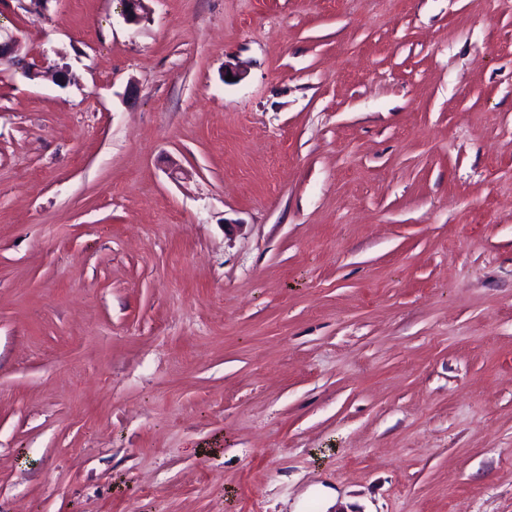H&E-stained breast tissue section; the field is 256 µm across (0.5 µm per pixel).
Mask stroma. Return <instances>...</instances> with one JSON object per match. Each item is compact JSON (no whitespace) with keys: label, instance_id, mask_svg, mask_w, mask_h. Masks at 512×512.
<instances>
[{"label":"stroma","instance_id":"obj_1","mask_svg":"<svg viewBox=\"0 0 512 512\" xmlns=\"http://www.w3.org/2000/svg\"><path fill=\"white\" fill-rule=\"evenodd\" d=\"M144 3L0 0V512H512V0ZM21 45L19 41L11 34L2 35V29H0V64L8 67H21L23 70H26L28 73V78L31 80L42 78L49 71L51 72L52 77H62L65 76L66 70L53 68V67H44L42 65L37 64L35 67H28V63L20 56ZM47 69V70H45Z\"/></svg>","mask_w":512,"mask_h":512}]
</instances>
